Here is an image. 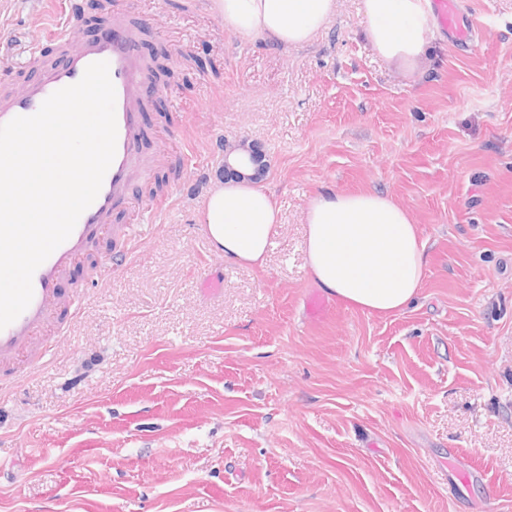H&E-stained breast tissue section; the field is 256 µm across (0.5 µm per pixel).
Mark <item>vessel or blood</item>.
<instances>
[{
    "label": "vessel or blood",
    "instance_id": "vessel-or-blood-1",
    "mask_svg": "<svg viewBox=\"0 0 512 512\" xmlns=\"http://www.w3.org/2000/svg\"><path fill=\"white\" fill-rule=\"evenodd\" d=\"M431 3L441 26L456 39H470L482 27L478 16H463L460 0ZM50 40L57 47V58L37 65L22 90L0 83V125L34 115L55 91L79 82L89 64L104 61L116 94V152L94 202L81 214L70 237L35 271L31 303L0 329V369L6 371L32 351L46 330L63 336L77 324L81 304L76 297L63 295L59 284L102 235L108 233L123 242L121 250L104 256L106 265H126L139 248L132 227L114 223L113 217L128 204L136 179L146 175L140 164L141 144L148 136L144 114L159 90L151 81L131 19L126 9H114L109 23L92 36L60 20Z\"/></svg>",
    "mask_w": 512,
    "mask_h": 512
}]
</instances>
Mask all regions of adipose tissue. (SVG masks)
I'll list each match as a JSON object with an SVG mask.
<instances>
[{"label": "adipose tissue", "instance_id": "obj_1", "mask_svg": "<svg viewBox=\"0 0 512 512\" xmlns=\"http://www.w3.org/2000/svg\"><path fill=\"white\" fill-rule=\"evenodd\" d=\"M225 25L275 45L308 42L336 0H218ZM363 36L398 69L426 74L433 16L426 0H361ZM203 226L226 261L263 265L279 227L272 196L248 182L216 183L201 202ZM305 253L315 283L348 305L389 314L414 304L426 243L409 212L383 191L325 189L306 209Z\"/></svg>", "mask_w": 512, "mask_h": 512}]
</instances>
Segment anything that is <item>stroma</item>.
<instances>
[{"label":"stroma","mask_w":512,"mask_h":512,"mask_svg":"<svg viewBox=\"0 0 512 512\" xmlns=\"http://www.w3.org/2000/svg\"><path fill=\"white\" fill-rule=\"evenodd\" d=\"M100 0H0V79L50 55L47 17L95 33ZM144 57L175 76L146 115L174 206L127 216L140 247L65 282L81 317L0 397V512H512V0L435 27L405 74L337 0L308 43L224 24L213 0H125ZM257 144L281 222L263 267L224 261L200 201L224 149ZM378 190L427 242L420 296L370 313L318 293L304 253L314 194ZM431 3L441 26L458 40L470 39L483 26L474 14L464 19L459 0H431Z\"/></svg>","instance_id":"35a3bbf8"}]
</instances>
